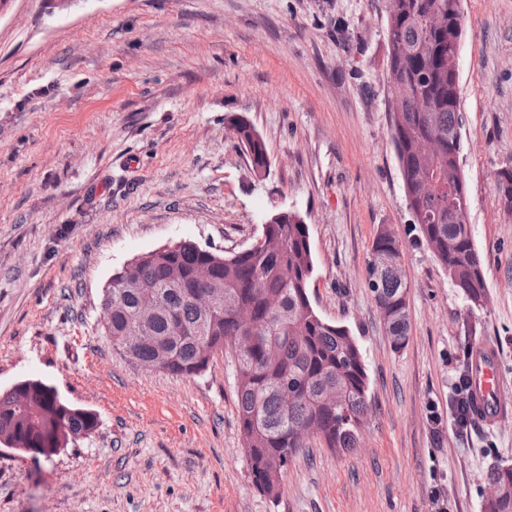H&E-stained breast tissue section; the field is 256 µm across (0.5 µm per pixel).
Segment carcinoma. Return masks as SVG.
<instances>
[{"label":"carcinoma","mask_w":512,"mask_h":512,"mask_svg":"<svg viewBox=\"0 0 512 512\" xmlns=\"http://www.w3.org/2000/svg\"><path fill=\"white\" fill-rule=\"evenodd\" d=\"M391 33L387 76L399 111L391 113L392 136L409 209L454 286L470 302L486 299L487 284L471 227L448 219L464 179L452 165L459 154L458 108L448 104V75L455 63L448 43L460 33L448 26L461 15L459 0H386ZM234 137L251 154L256 178L266 176L268 154L242 118L228 120ZM438 152L426 156L421 143ZM212 267L208 283L195 269ZM314 272L308 225L291 214L262 225L246 249L223 255L192 243L139 256L112 280L103 303L112 305L105 332L148 368L179 377L198 375L215 356L231 350L237 373V414L255 485L281 494L291 457L304 447L297 431L310 429L332 449L358 446L368 414V375L360 346L343 326L324 321L309 294ZM368 288L393 349L410 336L408 282L400 243L387 228L373 239ZM210 289L222 308L205 315L194 296ZM249 312L256 340L237 349L238 310ZM96 414L56 399L43 382L19 394L0 393V438L17 448H36L49 458L92 433ZM487 481L499 487L486 512H512V466L498 465Z\"/></svg>","instance_id":"cac0c4a2"}]
</instances>
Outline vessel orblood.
<instances>
[{"label":"vessel or blood","instance_id":"obj_1","mask_svg":"<svg viewBox=\"0 0 512 512\" xmlns=\"http://www.w3.org/2000/svg\"><path fill=\"white\" fill-rule=\"evenodd\" d=\"M471 393L473 416L478 424L491 426L512 414L502 396L498 378V350L494 344H486L473 354Z\"/></svg>","mask_w":512,"mask_h":512}]
</instances>
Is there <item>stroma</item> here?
<instances>
[{"mask_svg":"<svg viewBox=\"0 0 512 512\" xmlns=\"http://www.w3.org/2000/svg\"><path fill=\"white\" fill-rule=\"evenodd\" d=\"M459 166L488 286L455 288L407 207L392 141L384 0H0V392L25 379L97 414L51 458L0 446V512H481L512 464V417L460 429L464 359L500 349L512 402V0H460ZM270 162L256 179L227 120ZM298 213L311 297L356 336L368 375L359 448L312 438L270 500L254 484L231 354L194 377L143 367L103 328L137 256L230 254ZM396 235L411 332L394 350L367 286Z\"/></svg>","mask_w":512,"mask_h":512,"instance_id":"obj_1","label":"stroma"}]
</instances>
